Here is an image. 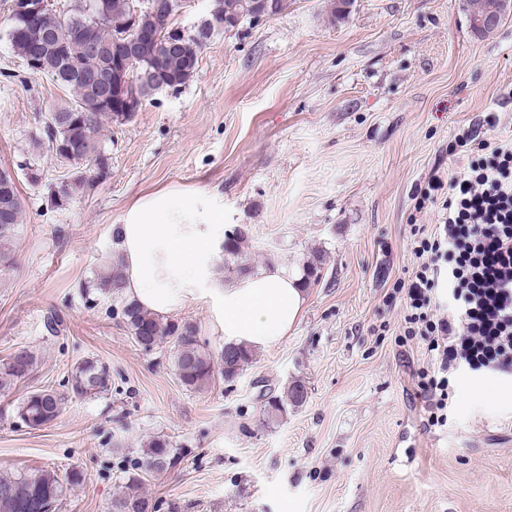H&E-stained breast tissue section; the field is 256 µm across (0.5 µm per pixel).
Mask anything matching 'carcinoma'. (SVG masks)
Returning a JSON list of instances; mask_svg holds the SVG:
<instances>
[{"mask_svg":"<svg viewBox=\"0 0 512 512\" xmlns=\"http://www.w3.org/2000/svg\"><path fill=\"white\" fill-rule=\"evenodd\" d=\"M286 0H224L220 17L207 16L193 32L181 33L177 23L143 11L137 25L155 28L161 42L145 46L133 76L141 88L139 97L125 98L122 111L112 110L98 89L84 78V74L98 66V62L83 58L78 48V28L92 27L96 37L107 47L114 46L113 30L124 23L129 9L128 0H105V15L99 17L83 9V0H70L65 15L46 9L43 29L46 38L35 40L22 35L9 40L10 46L22 63L33 58L42 62L39 74L60 77L63 87L72 94L73 101L57 106L48 113L43 136L36 144L47 145L54 157L70 167L72 173L55 190L53 205L60 207L75 194L94 187L106 178L110 160L97 140L102 121L131 120L145 102L160 91H177L186 86L197 70L202 49L215 36L235 28L240 17L254 9L268 8L273 16L285 8ZM22 223V202L15 179L7 171H0V266L14 263L13 245L18 224ZM246 229L236 227L224 233V254L237 258L227 267L228 274L242 277L251 273L253 266L241 250ZM86 293L96 292L112 299L119 307V315L134 343L144 350H153L167 341L173 342L172 365L182 384L188 390H200L209 385L214 376V360H219L224 381L233 382L252 361L251 349L246 346H226L218 356H212L201 340L195 323L168 321L141 308L125 295V275L121 262L99 270L84 285ZM38 365L37 356L26 346H20L0 360V392H6L19 382L29 379ZM112 390V370L94 358H86L71 365L62 390H37L27 394L15 406L16 417L28 428L41 429L51 424L72 399L95 398ZM264 415L274 422L288 406H301L307 390L295 383L280 393L263 395ZM182 460L180 449L163 435L155 436L146 447L139 449L135 471L128 474L123 485L112 496L110 512H155L142 486L175 469ZM86 481L85 473L71 467L63 473L48 468H35L17 473L0 474V512H48L75 487Z\"/></svg>","mask_w":512,"mask_h":512,"instance_id":"carcinoma-1","label":"carcinoma"}]
</instances>
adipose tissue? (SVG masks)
<instances>
[{
	"label": "adipose tissue",
	"mask_w": 512,
	"mask_h": 512,
	"mask_svg": "<svg viewBox=\"0 0 512 512\" xmlns=\"http://www.w3.org/2000/svg\"><path fill=\"white\" fill-rule=\"evenodd\" d=\"M125 291L144 309L166 316L208 304L225 344L269 349L288 336L306 302L298 273L283 265L258 268L225 282L224 208L215 195L163 186L137 196L115 227Z\"/></svg>",
	"instance_id": "adipose-tissue-1"
}]
</instances>
